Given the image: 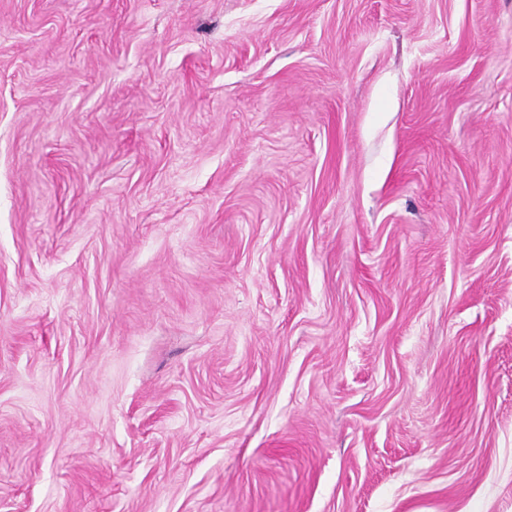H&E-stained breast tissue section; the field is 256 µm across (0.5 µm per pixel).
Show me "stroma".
<instances>
[{
  "label": "stroma",
  "instance_id": "35a3bbf8",
  "mask_svg": "<svg viewBox=\"0 0 512 512\" xmlns=\"http://www.w3.org/2000/svg\"><path fill=\"white\" fill-rule=\"evenodd\" d=\"M0 512H512V0H0Z\"/></svg>",
  "mask_w": 512,
  "mask_h": 512
}]
</instances>
